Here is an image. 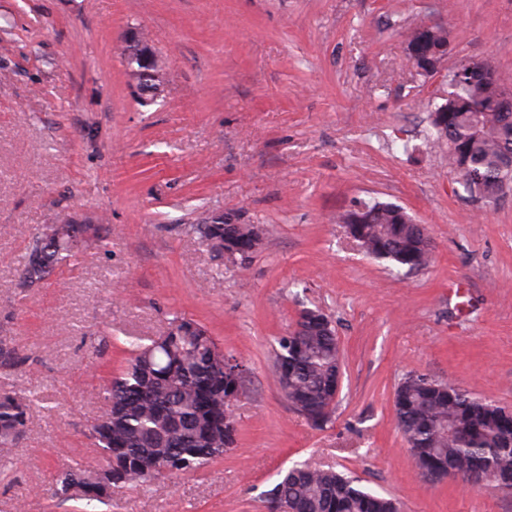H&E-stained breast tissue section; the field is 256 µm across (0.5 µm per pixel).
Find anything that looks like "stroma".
<instances>
[{"mask_svg":"<svg viewBox=\"0 0 512 512\" xmlns=\"http://www.w3.org/2000/svg\"><path fill=\"white\" fill-rule=\"evenodd\" d=\"M424 21L512 89V0H0V336L45 399L0 467V512H80L50 486L71 461L99 463L85 433L104 408L87 394L121 370L130 338L177 316L246 365L235 447L113 494L105 512H266L281 472L304 461L402 512H512L493 487L423 482L395 421L411 373L512 410V192L475 206L422 149L448 83L407 58L400 31ZM135 32L164 64L146 104L124 61ZM372 199L427 227L429 267L396 275L346 235L337 216ZM216 213L264 229L246 271L192 232ZM65 222L108 225L111 242L23 285L35 227ZM305 307L332 318L342 354L323 429L273 369Z\"/></svg>","mask_w":512,"mask_h":512,"instance_id":"1","label":"stroma"}]
</instances>
